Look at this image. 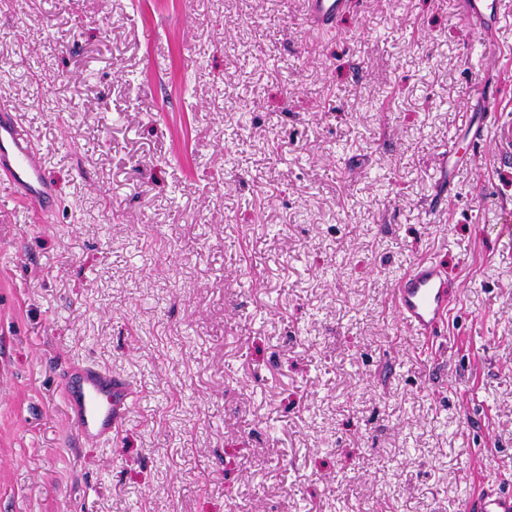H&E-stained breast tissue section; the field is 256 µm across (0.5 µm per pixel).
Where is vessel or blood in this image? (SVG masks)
Returning a JSON list of instances; mask_svg holds the SVG:
<instances>
[{
    "mask_svg": "<svg viewBox=\"0 0 512 512\" xmlns=\"http://www.w3.org/2000/svg\"><path fill=\"white\" fill-rule=\"evenodd\" d=\"M355 7L354 0H306L308 22L332 28ZM458 15L483 37H490L501 13L500 0H457ZM14 105L1 101L0 174L37 204L40 217L54 211L56 188L46 175L41 152L14 119ZM495 135L503 148L512 149V125L501 124L496 114L486 116L469 135L467 152H474L488 135ZM392 303L399 319L414 335L428 337L446 321L454 303L448 288V273L439 263H416L399 277ZM62 399L76 434L77 446H97L111 439L124 419L132 397L130 384L111 371L88 363L69 364L60 374ZM463 512H512V491L495 482H485L468 496Z\"/></svg>",
    "mask_w": 512,
    "mask_h": 512,
    "instance_id": "1",
    "label": "vessel or blood"
}]
</instances>
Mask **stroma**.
Returning a JSON list of instances; mask_svg holds the SVG:
<instances>
[{
    "mask_svg": "<svg viewBox=\"0 0 512 512\" xmlns=\"http://www.w3.org/2000/svg\"><path fill=\"white\" fill-rule=\"evenodd\" d=\"M455 0H0V101L58 201L0 180V512H462L512 489V153L440 152L480 114ZM454 310L425 349L391 296ZM89 362L135 392L75 447ZM354 7L353 0H306L307 21L312 26L334 28ZM392 303L400 321L414 335L433 337L454 303L446 269L436 261H419L397 280ZM464 512H512V492L496 482L486 481L463 503Z\"/></svg>",
    "mask_w": 512,
    "mask_h": 512,
    "instance_id": "obj_1",
    "label": "stroma"
}]
</instances>
